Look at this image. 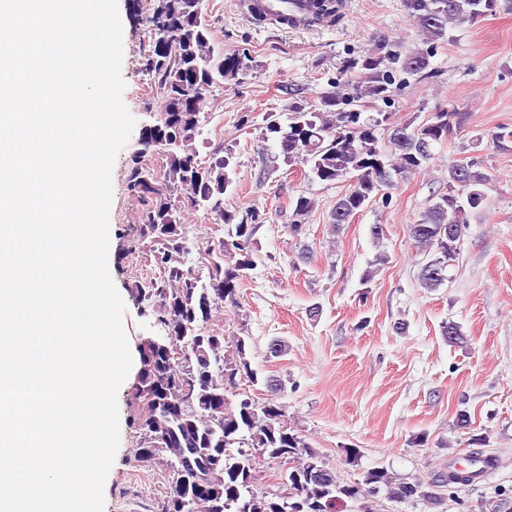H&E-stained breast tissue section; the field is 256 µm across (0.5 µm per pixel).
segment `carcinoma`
I'll list each match as a JSON object with an SVG mask.
<instances>
[{
  "mask_svg": "<svg viewBox=\"0 0 512 512\" xmlns=\"http://www.w3.org/2000/svg\"><path fill=\"white\" fill-rule=\"evenodd\" d=\"M407 6L424 47L407 53L372 51L349 61L346 69L361 77L359 98L389 101L397 76L419 77L428 69L435 45L448 40V28L495 12L497 0H408ZM340 8L341 0L312 3L318 23L337 16ZM128 9L154 27L143 65L163 107L143 130L144 147L157 154L154 180L143 179V164L137 159L127 174V190L142 206L127 253L152 273L149 279L132 282L130 291L152 309L160 335L140 339L139 368L126 397L134 408L133 424L143 435L137 454L164 452L171 460L170 495L163 512H179L176 499L183 496L196 499V512H295L293 504L302 500L304 512H372L369 498L382 490L397 503L417 497L437 506L442 497L436 489L455 493L472 486L474 475L458 468L437 476L426 488L396 483L383 468L367 469L352 483H315L311 472L326 465L288 427L282 408L259 402L240 388L244 379L257 383L248 341L217 335L208 323L213 310L237 305V289L254 265L248 243L255 226L234 222L235 215L224 210V193L233 183L231 155L218 147L204 166L194 142L201 134L199 119L207 100L224 81L246 75L250 59L215 52L200 0H129ZM353 102L336 85L322 97V107L295 106L287 125L269 118L265 126V137L279 143L284 160L309 166L311 179L328 185L349 183L331 214L335 229L346 223L344 215L358 213L380 191L381 172L404 179L426 168L432 148L447 141L462 122V113L451 109L434 112L419 125H394L386 151L379 146L377 130L390 116L347 109ZM332 105L334 112L327 110ZM458 168L448 166V194L436 196L409 225L423 257L421 284L428 289L448 280L443 265L453 261L468 227L467 211L482 205L483 187L489 182L488 175L471 164L461 180ZM354 175L357 181L352 183ZM186 206L204 210L219 224L234 225L209 246L205 276L186 266L189 248L180 233ZM450 224L458 231L453 239L448 238ZM188 385L196 388L190 403L182 399ZM245 446L273 462L281 456L294 462L276 476L278 484L288 486V497L253 491V455L243 450Z\"/></svg>",
  "mask_w": 512,
  "mask_h": 512,
  "instance_id": "carcinoma-1",
  "label": "carcinoma"
}]
</instances>
